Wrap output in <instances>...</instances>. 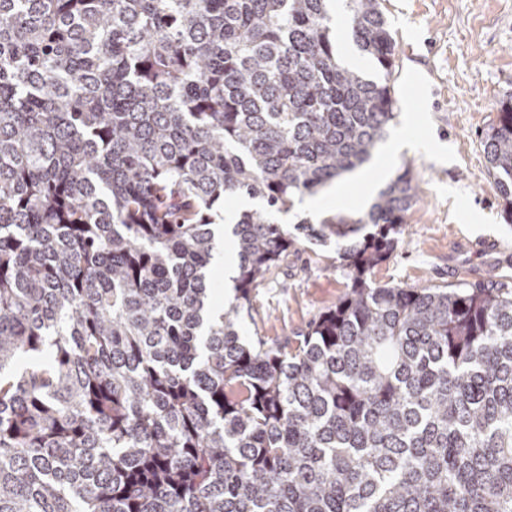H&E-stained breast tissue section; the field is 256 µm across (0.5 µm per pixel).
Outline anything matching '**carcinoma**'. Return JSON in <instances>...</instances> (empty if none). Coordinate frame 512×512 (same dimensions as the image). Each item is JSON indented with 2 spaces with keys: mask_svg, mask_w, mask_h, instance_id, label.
<instances>
[{
  "mask_svg": "<svg viewBox=\"0 0 512 512\" xmlns=\"http://www.w3.org/2000/svg\"><path fill=\"white\" fill-rule=\"evenodd\" d=\"M0 0V512H512V278L375 286L410 168L336 237L347 289L294 348L241 312L291 246L232 229L369 161L396 118L384 0ZM512 207V94L484 135ZM370 225L373 230L359 235ZM340 15V23H337V16ZM333 28L336 33V26L339 33V46L340 43L345 44L348 46L353 53V55L358 59L359 64H355L354 67L359 68L360 70L364 71L368 77L371 79L376 80L379 76V71L376 69V66L374 63L370 62L369 60L363 58L359 51L357 50L356 46L354 45L349 28H348V22H347V16L345 12L343 11V5L342 2H336V11L333 9ZM233 263V247L229 242L226 244L224 241V260L217 261L211 267L209 287L212 293V303L218 307L224 308V300H230L233 297L232 288L224 290V266H231Z\"/></svg>",
  "mask_w": 512,
  "mask_h": 512,
  "instance_id": "cac0c4a2",
  "label": "carcinoma"
}]
</instances>
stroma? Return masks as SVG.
Listing matches in <instances>:
<instances>
[{"mask_svg":"<svg viewBox=\"0 0 512 512\" xmlns=\"http://www.w3.org/2000/svg\"><path fill=\"white\" fill-rule=\"evenodd\" d=\"M399 58L430 70L408 81L394 132L409 149L387 175L411 169L416 202L391 256L375 266L379 285L421 288L512 275V221L486 171L481 139L512 91V0H385ZM293 240L286 256L252 288L242 332L296 344L345 291L335 243L309 240L287 214H274Z\"/></svg>","mask_w":512,"mask_h":512,"instance_id":"1","label":"stroma"}]
</instances>
